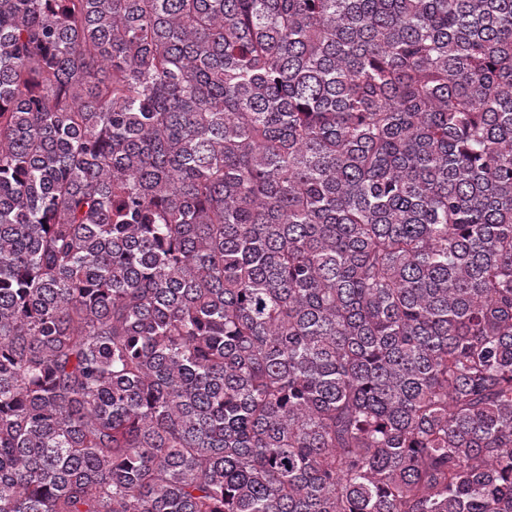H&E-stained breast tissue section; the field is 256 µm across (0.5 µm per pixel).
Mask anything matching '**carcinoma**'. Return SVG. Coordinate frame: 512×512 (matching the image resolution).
<instances>
[{
    "mask_svg": "<svg viewBox=\"0 0 512 512\" xmlns=\"http://www.w3.org/2000/svg\"><path fill=\"white\" fill-rule=\"evenodd\" d=\"M0 512H512V0H0Z\"/></svg>",
    "mask_w": 512,
    "mask_h": 512,
    "instance_id": "carcinoma-1",
    "label": "carcinoma"
}]
</instances>
